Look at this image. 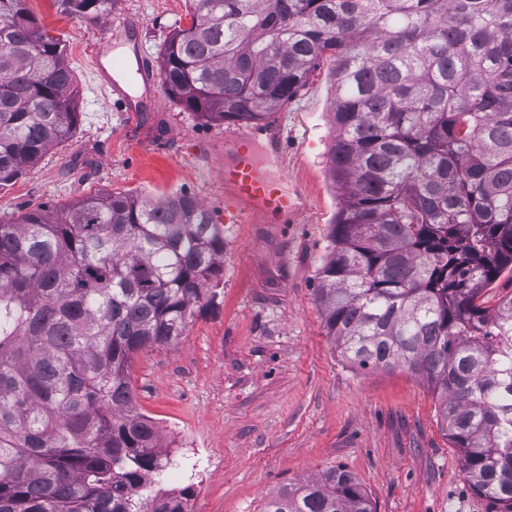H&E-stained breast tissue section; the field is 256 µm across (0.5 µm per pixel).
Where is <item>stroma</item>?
<instances>
[{
  "label": "stroma",
  "mask_w": 512,
  "mask_h": 512,
  "mask_svg": "<svg viewBox=\"0 0 512 512\" xmlns=\"http://www.w3.org/2000/svg\"><path fill=\"white\" fill-rule=\"evenodd\" d=\"M66 45L78 122L26 175L0 187V219L89 195L131 191L195 196L224 228V272L213 303L196 306L183 336L137 352L129 375L139 412L165 448H185L169 487L190 488V512H262L288 484L333 466L350 471L376 512H496L476 494L438 418L439 399L408 373L354 369L324 328L316 298L329 229L342 196L331 178L330 62L273 115L284 168L271 186L302 193L297 221L224 220V138L239 123L186 111L157 88L155 104L124 112L92 81L96 46L128 17L159 65L188 0H115L97 22L27 0Z\"/></svg>",
  "instance_id": "35a3bbf8"
}]
</instances>
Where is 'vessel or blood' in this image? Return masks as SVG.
<instances>
[{"mask_svg": "<svg viewBox=\"0 0 512 512\" xmlns=\"http://www.w3.org/2000/svg\"><path fill=\"white\" fill-rule=\"evenodd\" d=\"M139 27L136 23H125L119 32L113 33L98 47L94 55V77L110 97L119 102L124 111L138 112L141 102L133 100L122 85L116 82L113 71L123 69L128 59H135L140 80L146 89H153L158 81L150 69L137 40ZM243 138L261 144L267 160L282 162L284 159V137L281 129L265 123L248 128ZM266 181L261 176L255 159L239 161L224 166V207L232 217L245 214L267 217L276 223H284L290 214L299 210L298 205L289 204L287 197L267 193Z\"/></svg>", "mask_w": 512, "mask_h": 512, "instance_id": "obj_1", "label": "vessel or blood"}]
</instances>
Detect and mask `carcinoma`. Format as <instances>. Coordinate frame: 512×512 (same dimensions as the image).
<instances>
[{
  "mask_svg": "<svg viewBox=\"0 0 512 512\" xmlns=\"http://www.w3.org/2000/svg\"><path fill=\"white\" fill-rule=\"evenodd\" d=\"M0 0V186L78 120L61 38ZM98 21L114 0H56ZM160 75L206 121L258 124L332 63L330 172L344 196L317 298L360 369L440 399L473 491L512 512V0H189ZM224 269L186 193L88 196L0 220V512H188L129 364L176 340ZM263 512H375L345 468Z\"/></svg>",
  "mask_w": 512,
  "mask_h": 512,
  "instance_id": "cac0c4a2",
  "label": "carcinoma"
}]
</instances>
